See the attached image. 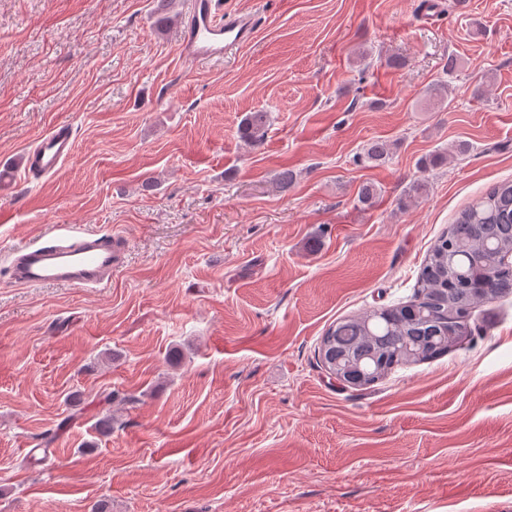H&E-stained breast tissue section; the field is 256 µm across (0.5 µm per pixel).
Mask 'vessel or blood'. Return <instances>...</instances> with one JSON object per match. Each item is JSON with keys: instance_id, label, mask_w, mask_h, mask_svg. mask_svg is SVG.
<instances>
[{"instance_id": "vessel-or-blood-1", "label": "vessel or blood", "mask_w": 512, "mask_h": 512, "mask_svg": "<svg viewBox=\"0 0 512 512\" xmlns=\"http://www.w3.org/2000/svg\"><path fill=\"white\" fill-rule=\"evenodd\" d=\"M259 21L256 13L225 11L221 0H190L182 22L180 52L201 68L223 61L252 41ZM74 148L71 129L57 126L32 148L25 170L52 173L72 157ZM123 250L122 240L115 235L64 224L57 226L47 240L13 249L8 273L13 283L25 287L98 288L111 281Z\"/></svg>"}]
</instances>
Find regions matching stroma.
I'll return each mask as SVG.
<instances>
[{
    "label": "stroma",
    "instance_id": "stroma-1",
    "mask_svg": "<svg viewBox=\"0 0 512 512\" xmlns=\"http://www.w3.org/2000/svg\"><path fill=\"white\" fill-rule=\"evenodd\" d=\"M223 2L260 26L201 70L157 0H0V512H512V295L365 389L317 357L333 322L408 301L455 212L512 178V0ZM64 123L73 157L25 173ZM374 140L388 157L362 162ZM60 224L124 238L111 284L10 283V250ZM269 117L267 112H252L243 120L240 135L253 146L261 145L267 135Z\"/></svg>",
    "mask_w": 512,
    "mask_h": 512
}]
</instances>
